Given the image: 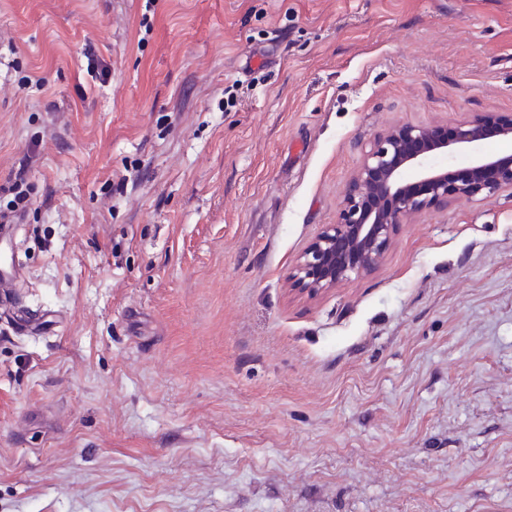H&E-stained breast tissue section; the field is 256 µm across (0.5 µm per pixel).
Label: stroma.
I'll return each instance as SVG.
<instances>
[{
	"mask_svg": "<svg viewBox=\"0 0 512 512\" xmlns=\"http://www.w3.org/2000/svg\"><path fill=\"white\" fill-rule=\"evenodd\" d=\"M0 512H512V190L295 261L394 123L512 114V0H0Z\"/></svg>",
	"mask_w": 512,
	"mask_h": 512,
	"instance_id": "1",
	"label": "stroma"
}]
</instances>
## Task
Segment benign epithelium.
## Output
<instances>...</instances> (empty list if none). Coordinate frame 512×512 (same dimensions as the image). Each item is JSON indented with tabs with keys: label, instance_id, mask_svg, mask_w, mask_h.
Returning <instances> with one entry per match:
<instances>
[{
	"label": "benign epithelium",
	"instance_id": "7a95c632",
	"mask_svg": "<svg viewBox=\"0 0 512 512\" xmlns=\"http://www.w3.org/2000/svg\"><path fill=\"white\" fill-rule=\"evenodd\" d=\"M512 135V116L477 113L456 125L395 124L377 134L352 175L339 219L325 224L299 255L290 290L315 297L383 261L397 225L458 197L512 189V154L480 152L492 137ZM472 153L456 166V154Z\"/></svg>",
	"mask_w": 512,
	"mask_h": 512
}]
</instances>
